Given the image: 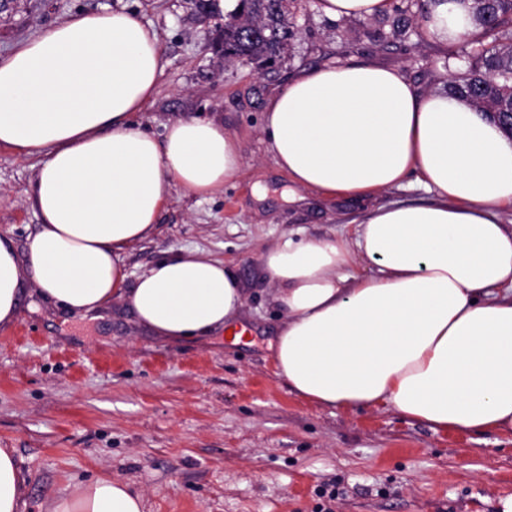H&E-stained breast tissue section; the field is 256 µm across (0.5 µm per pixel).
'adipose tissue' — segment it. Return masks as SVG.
Here are the masks:
<instances>
[{
	"mask_svg": "<svg viewBox=\"0 0 512 512\" xmlns=\"http://www.w3.org/2000/svg\"><path fill=\"white\" fill-rule=\"evenodd\" d=\"M391 0H318L331 18L370 19ZM425 28L455 43L465 0H427ZM164 63L150 25L125 10L71 14L0 56V147L39 160L26 255L0 237V323L24 280L87 321L126 304L166 341L233 331L245 290L223 260L173 253L130 278L125 252L151 236L173 189L207 197L242 168L222 124L181 116L155 132L131 117ZM264 131L294 189L361 200L410 181L426 203L367 209L323 238L282 236L261 261L282 309L274 360L323 407H391L433 430L512 434V135L443 92L375 64L315 68L273 97ZM25 480L0 448V512H23ZM128 484L98 479L51 512H143Z\"/></svg>",
	"mask_w": 512,
	"mask_h": 512,
	"instance_id": "obj_1",
	"label": "adipose tissue"
}]
</instances>
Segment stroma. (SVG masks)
<instances>
[{
	"label": "stroma",
	"instance_id": "obj_1",
	"mask_svg": "<svg viewBox=\"0 0 512 512\" xmlns=\"http://www.w3.org/2000/svg\"><path fill=\"white\" fill-rule=\"evenodd\" d=\"M123 8L156 30L164 71L135 125L160 130L181 115L214 118L235 135L244 169L200 199L173 191L153 234L129 249L138 276L164 254L191 249L224 260L246 290L240 341L171 343L114 307L111 319L66 320L35 295L0 326V448L26 477L25 512L99 478L127 483L145 512H512V436L436 431L392 409L316 405L278 373L270 342L281 311L260 256L283 235L321 238L363 205L290 202L263 132L265 109L304 71L373 63L423 93L444 91L467 66L442 45L411 0L405 16L331 19L298 0L287 60L261 71L215 55V22L192 0H10L0 55L81 10ZM35 160L0 148V235L26 253L40 220L28 200Z\"/></svg>",
	"mask_w": 512,
	"mask_h": 512
}]
</instances>
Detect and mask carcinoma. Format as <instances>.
<instances>
[{"label": "carcinoma", "mask_w": 512, "mask_h": 512, "mask_svg": "<svg viewBox=\"0 0 512 512\" xmlns=\"http://www.w3.org/2000/svg\"><path fill=\"white\" fill-rule=\"evenodd\" d=\"M295 0H239L224 15L214 51L226 62H266L285 59L296 37L292 12ZM475 30L467 52L468 69L448 83V94L470 103L512 134L503 113L512 112V41L495 39L503 29L512 30V0H471Z\"/></svg>", "instance_id": "cac0c4a2"}]
</instances>
